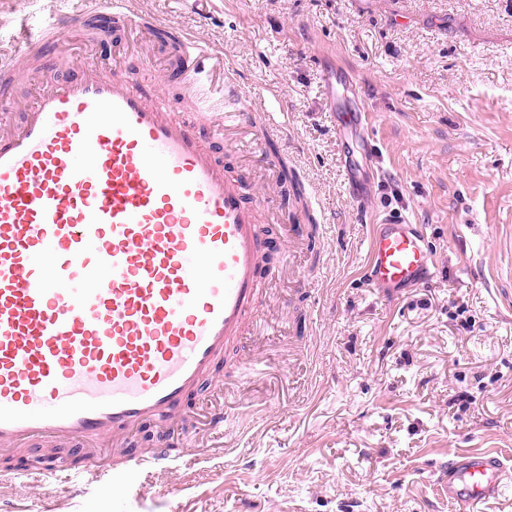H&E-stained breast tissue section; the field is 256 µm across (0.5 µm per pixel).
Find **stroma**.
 I'll use <instances>...</instances> for the list:
<instances>
[{
    "label": "stroma",
    "mask_w": 512,
    "mask_h": 512,
    "mask_svg": "<svg viewBox=\"0 0 512 512\" xmlns=\"http://www.w3.org/2000/svg\"><path fill=\"white\" fill-rule=\"evenodd\" d=\"M224 55L244 95L273 88L261 123L306 188L260 214L275 276L255 305L275 327L224 351L218 431L181 448L138 497L57 491L61 512H458L448 461L512 451V0H134ZM72 0H0V51L19 25ZM139 72L169 57L147 34L120 51L79 34L21 65L8 92L33 101L73 59ZM353 78L374 159L358 171L336 134L326 66ZM423 232L433 277L387 300L367 239L384 213Z\"/></svg>",
    "instance_id": "obj_1"
}]
</instances>
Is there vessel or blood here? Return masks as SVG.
<instances>
[{"label":"vessel or blood","instance_id":"b4317fda","mask_svg":"<svg viewBox=\"0 0 512 512\" xmlns=\"http://www.w3.org/2000/svg\"><path fill=\"white\" fill-rule=\"evenodd\" d=\"M94 15L188 46L169 81L207 100L239 98L223 53L131 0L49 13L22 48L51 53ZM252 109L241 100L237 111L190 123L137 74L82 62L0 130V457L108 443L145 422L189 445L181 410L221 384L224 350L244 328H265L255 310L262 247L253 212L270 199H244L212 148L252 134ZM432 268L423 233L404 219L373 230L368 274L384 298L430 279ZM172 443L128 455L121 491L139 493L145 472L178 469ZM105 472L89 456L76 473L20 466L0 472V484L14 474L49 493ZM511 482L512 462L498 454L448 462V498L460 512Z\"/></svg>","mask_w":512,"mask_h":512}]
</instances>
